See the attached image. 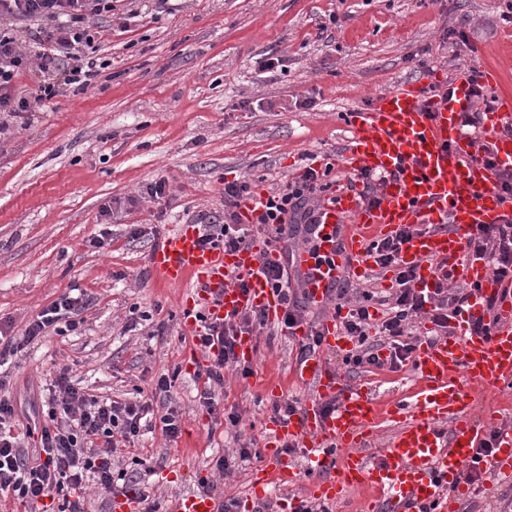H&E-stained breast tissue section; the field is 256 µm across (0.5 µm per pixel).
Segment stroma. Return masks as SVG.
Masks as SVG:
<instances>
[{
    "instance_id": "35a3bbf8",
    "label": "stroma",
    "mask_w": 512,
    "mask_h": 512,
    "mask_svg": "<svg viewBox=\"0 0 512 512\" xmlns=\"http://www.w3.org/2000/svg\"><path fill=\"white\" fill-rule=\"evenodd\" d=\"M512 0H116L111 19L93 18L104 67L81 94L64 93L0 135V330L17 336L70 288L91 298L78 336L50 335L6 356L0 367L22 422L41 421L39 388L68 366L89 393L151 396L185 424L153 431L117 465L137 472L170 505L210 480L246 499L259 457L220 475L235 432L265 445L272 405L262 385L283 382L301 344L276 325L255 336L246 371L229 370L219 416L200 406L201 383L185 364L192 349L181 323V289L155 283L149 255L178 225L223 217L224 185L248 181L272 194L316 167L325 183L348 184L340 165L350 136L345 114L401 82L456 69L499 70L486 96L512 97ZM273 58L274 68H263ZM167 194L146 188L158 180ZM112 207L105 220L103 207ZM110 233L105 248L94 239ZM349 380L385 398H406L416 376L357 369ZM240 417L228 428L224 412ZM458 512H512V481L463 499Z\"/></svg>"
}]
</instances>
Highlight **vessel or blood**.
Returning <instances> with one entry per match:
<instances>
[{"label": "vessel or blood", "instance_id": "1", "mask_svg": "<svg viewBox=\"0 0 512 512\" xmlns=\"http://www.w3.org/2000/svg\"><path fill=\"white\" fill-rule=\"evenodd\" d=\"M471 69L456 70L452 96L431 95L430 79L398 84L370 104L347 113L351 137L341 155L348 174L382 175L376 203L344 188L328 196L319 209L315 231L317 262L308 248H297L293 263L305 279L308 303L327 310L337 281L351 275L364 279L374 269V242L409 227L413 233L401 251V262L416 268L421 286L448 278L473 292L470 306L447 335L422 340L413 359L417 387L413 404L386 400L369 388L345 380L327 361L329 351L350 348L335 315L321 326V353L298 360L291 378L308 395L288 421H273V439L265 459L251 473L255 498L269 489L301 488L300 469L281 452L283 443L297 444L309 467H334L309 495L322 503L344 493L363 494L368 512H455L457 499L476 493L467 473H483L494 483L512 467V427L502 428L493 456L479 455L484 429L474 416L479 396H512V283L495 279L484 261L469 254L467 234L481 224L501 223L512 213L492 168L465 135L462 115L473 104ZM512 99H498L483 120L484 143L496 165L512 167ZM495 165V166H496ZM260 244L235 251L202 245L198 225L182 224L150 254L156 281L181 286L185 331L198 327L199 315L210 319L227 313L263 309L277 320L283 305L261 271ZM246 276L241 290L229 283L232 274ZM496 297L494 312L483 301ZM488 331L476 330V323ZM335 402L325 412L326 402ZM401 423L379 456L369 450L367 432L378 419ZM172 512H222V502L204 493L179 496Z\"/></svg>", "mask_w": 512, "mask_h": 512}]
</instances>
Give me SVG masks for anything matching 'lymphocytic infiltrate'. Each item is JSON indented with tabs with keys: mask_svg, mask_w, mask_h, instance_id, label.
<instances>
[{
	"mask_svg": "<svg viewBox=\"0 0 512 512\" xmlns=\"http://www.w3.org/2000/svg\"><path fill=\"white\" fill-rule=\"evenodd\" d=\"M112 0H0V134L7 120L31 111L59 94L84 92L98 74V64L88 49L97 33L88 21L112 13ZM33 41L35 55L23 50ZM37 65L44 79L35 88L18 91L16 80L30 65ZM322 175L308 168L303 175L271 194L262 204L256 225L242 223L238 210L250 195L248 183L224 185V219L200 226L203 245L231 251L251 242L261 230L276 242L287 241L297 226L313 233L317 222L316 195L325 191ZM403 228L396 235L375 242L372 251L377 265L396 270L397 287L388 296L363 293L349 308L342 327L354 343L343 361L352 368H399L416 349L414 331L418 324L432 323L447 331L453 318L470 305L467 288L448 290L444 283L432 288L418 285L415 268L400 263L401 246L411 235ZM469 248L488 263L494 276L512 280V218L502 224L484 225L474 232ZM288 258L265 263L263 272L283 303L281 332L304 322L306 309L297 298L288 270ZM90 299L82 293L65 292L28 321L21 336L0 333V359L48 334L70 336L81 333V312ZM381 306L373 314L372 306ZM194 342L206 363L197 370L202 380L199 401L216 411L217 387L224 384V371L238 365L236 348L242 334L264 329L263 310L251 309L213 321L200 316ZM47 412L38 429L36 448L24 446L25 433L16 429L18 411L8 382L0 379V495L20 504L39 506L40 512H86L89 481L115 492L118 484L137 483L136 475L113 470L118 449L130 447L144 429L160 426L167 439L179 437L184 421L174 410L156 414L147 401L101 398L76 383L68 367L53 372L48 382Z\"/></svg>",
	"mask_w": 512,
	"mask_h": 512,
	"instance_id": "f902f5d3",
	"label": "lymphocytic infiltrate"
}]
</instances>
